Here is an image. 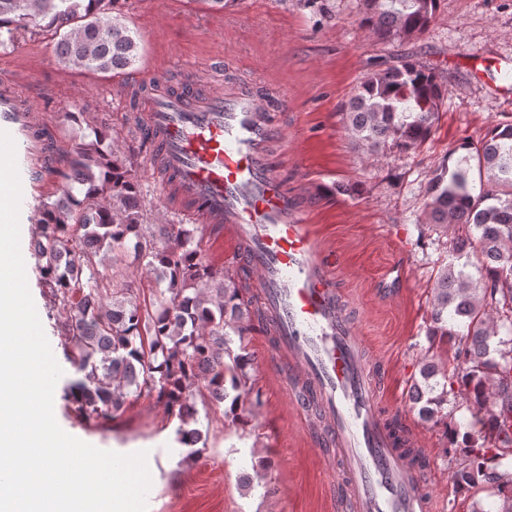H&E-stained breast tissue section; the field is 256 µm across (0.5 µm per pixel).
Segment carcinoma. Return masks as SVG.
<instances>
[{"label": "carcinoma", "mask_w": 512, "mask_h": 512, "mask_svg": "<svg viewBox=\"0 0 512 512\" xmlns=\"http://www.w3.org/2000/svg\"><path fill=\"white\" fill-rule=\"evenodd\" d=\"M0 0V46L30 24L58 37L63 66L122 74L139 58V43L121 17L119 0ZM360 24L378 42L427 30L440 0H360ZM444 99L439 75L417 61L367 74L345 113L351 136L370 154L417 150L432 135ZM70 149L61 198L43 206L32 243L41 279L65 313L59 333L80 378L70 396L87 417L109 420L129 397H147L179 421L183 444L196 401L259 405L248 367V323L265 311L244 300L238 275L207 264L203 244L216 229L203 224H146L138 185L126 159L107 143L109 131ZM426 218L442 228L465 226L432 289L427 336L452 345V367L425 361L412 400L422 419L439 416L448 396L465 399L472 427L449 425L443 455L455 462L460 489L488 484L496 512H512V124H496L480 142L449 151L431 178ZM112 254L103 264L102 255ZM144 265L157 289L142 300L123 257ZM239 339L232 348L230 335ZM508 336L504 340L500 335Z\"/></svg>", "instance_id": "obj_1"}]
</instances>
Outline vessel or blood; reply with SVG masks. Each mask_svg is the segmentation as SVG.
Segmentation results:
<instances>
[{
  "label": "vessel or blood",
  "mask_w": 512,
  "mask_h": 512,
  "mask_svg": "<svg viewBox=\"0 0 512 512\" xmlns=\"http://www.w3.org/2000/svg\"><path fill=\"white\" fill-rule=\"evenodd\" d=\"M204 79L191 71L177 91L155 79L144 105L155 165L176 189L183 222L223 230L234 243V262L255 276L270 355L287 361L300 409L321 411L317 437L342 464L337 503L354 512H433L422 468L404 456L378 403L371 362L299 192L270 160L280 125L262 98L241 90L204 93ZM43 123L34 102L0 87V131L15 143L21 181L47 166L30 136Z\"/></svg>",
  "instance_id": "obj_1"
}]
</instances>
